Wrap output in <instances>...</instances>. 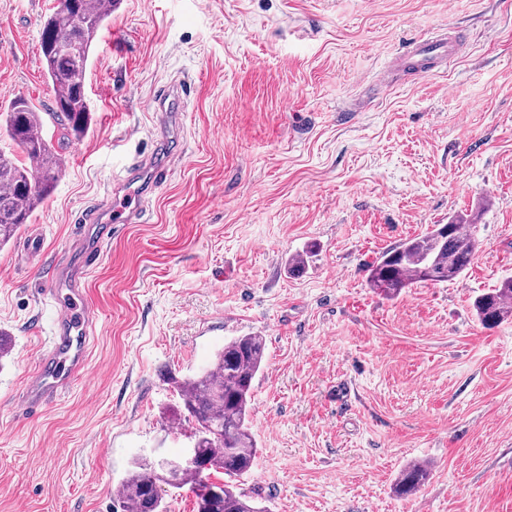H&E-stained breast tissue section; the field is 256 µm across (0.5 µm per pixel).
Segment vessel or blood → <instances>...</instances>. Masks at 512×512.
<instances>
[{
    "label": "vessel or blood",
    "mask_w": 512,
    "mask_h": 512,
    "mask_svg": "<svg viewBox=\"0 0 512 512\" xmlns=\"http://www.w3.org/2000/svg\"><path fill=\"white\" fill-rule=\"evenodd\" d=\"M460 50L456 39L447 33L431 38H416L397 53L393 69L426 75L447 66ZM190 88L185 81L168 85L155 101L156 111L165 115L161 133H168L175 116L169 103L185 107ZM169 160L149 153L135 159L127 168L123 184L113 188L110 202L86 211L76 228L78 243L74 252L64 253L52 267L45 294L56 310L51 336L38 356L35 368L23 382L20 406L26 414L38 413L53 402L84 373L90 360L96 313L87 303L84 280L95 265L103 244L111 239L120 224H136L142 218L144 201L165 180Z\"/></svg>",
    "instance_id": "b4317fda"
}]
</instances>
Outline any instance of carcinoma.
Wrapping results in <instances>:
<instances>
[{
    "instance_id": "obj_1",
    "label": "carcinoma",
    "mask_w": 512,
    "mask_h": 512,
    "mask_svg": "<svg viewBox=\"0 0 512 512\" xmlns=\"http://www.w3.org/2000/svg\"><path fill=\"white\" fill-rule=\"evenodd\" d=\"M45 20L40 37L42 61L55 92L54 116L76 139L91 128L86 87L96 36L112 16L117 0H78L75 13L63 8L65 0ZM43 116L24 97H15L0 108V128L24 155L20 161L0 152V246L8 243L34 211L53 192L65 161L41 133ZM479 241L474 225L463 218L450 221L448 232L435 224L421 236L408 238L385 251L370 266L369 285L387 299L422 282H449L471 265ZM478 320L492 328L512 317V277L476 297ZM266 342L258 334L238 336L224 344L200 373L170 378L182 400L176 421L195 425L198 448L209 468H183L175 489H188L196 509L204 512H267L254 504L236 485L253 468L258 449L249 430L254 384L265 361ZM227 476L211 479L212 473ZM160 470L145 458L133 462L121 481L118 503L121 512H167L161 492ZM430 476L427 465L408 464L399 475L394 492L399 496L417 490Z\"/></svg>"
}]
</instances>
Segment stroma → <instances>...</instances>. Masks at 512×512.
<instances>
[{"mask_svg": "<svg viewBox=\"0 0 512 512\" xmlns=\"http://www.w3.org/2000/svg\"><path fill=\"white\" fill-rule=\"evenodd\" d=\"M58 0H0V98H28L65 160L55 191L0 248V512H116L133 461L174 459L188 426L164 376L264 336L243 487L268 512H512V320L472 301L512 276V0H120L87 77L91 129L52 118L40 51ZM462 44L447 69L374 80L406 39ZM187 80L178 160L142 223L87 278V377L22 414L55 317L47 274L88 207L157 133L153 99ZM464 217L479 249L458 279L387 299L382 252ZM41 267L25 258L32 234ZM317 250L298 276L288 260ZM431 476L400 498L411 462Z\"/></svg>", "mask_w": 512, "mask_h": 512, "instance_id": "35a3bbf8", "label": "stroma"}]
</instances>
